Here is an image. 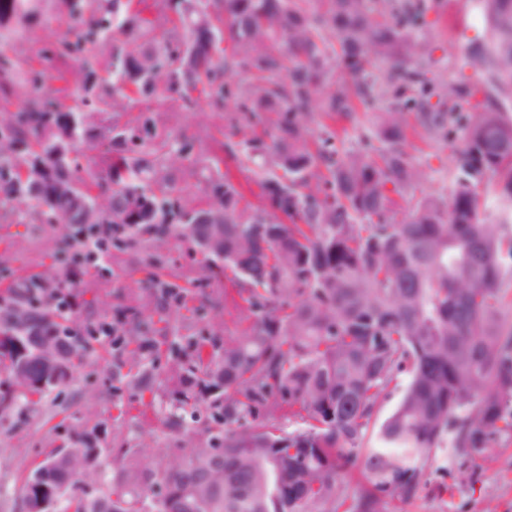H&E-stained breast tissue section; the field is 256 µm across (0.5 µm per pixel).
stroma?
<instances>
[{
  "label": "stroma",
  "instance_id": "35a3bbf8",
  "mask_svg": "<svg viewBox=\"0 0 512 512\" xmlns=\"http://www.w3.org/2000/svg\"><path fill=\"white\" fill-rule=\"evenodd\" d=\"M422 2L427 7L426 18L416 33L429 44L432 78L471 83L473 71L459 70L458 61L470 38L480 35L484 26L477 0ZM451 4L468 14V37L457 39L451 34L447 23ZM389 104L386 98L357 104L352 119L338 127V146L355 150L372 144L377 116ZM145 111L152 113L159 131L192 144L191 160L176 158L168 173L183 187L184 205L194 206L205 195L210 174L207 156L218 151L230 133L224 113L204 100L182 111L161 93L140 100L127 112L86 113L88 136L81 151L88 177L104 178L108 157L119 149L112 140V126L132 123ZM460 142L457 133L446 138L428 137L419 128L411 133L404 149L422 172L423 191L450 199L457 177L453 155ZM75 234L71 224L30 223L27 202L16 201L10 218L0 221V286L53 267L57 242ZM155 273L179 287L178 297L159 294L151 300L153 316L174 320L158 359H165L170 345L186 344L192 337L224 338V283L203 271L202 257L186 225H171L162 238L144 236L130 246H112L104 264L92 259L83 262L74 280L76 305L68 325L77 334L92 336L95 351L66 386L32 406L23 418L0 419V512H23L21 488L25 478L72 429L94 431L102 450L101 464L108 473L116 466L118 441L143 454L174 460L181 454L185 434L206 438L204 428L192 423L175 430L158 420H145L136 388L129 386L118 392L112 388V361L118 346L104 330L116 320L126 325L135 321L136 311L127 292ZM146 427L152 430L148 439L141 436ZM465 464L475 471V483H456L458 470ZM401 510L512 512V438L499 437L490 455L471 463L447 451L433 453L427 484L403 503Z\"/></svg>",
  "mask_w": 512,
  "mask_h": 512
}]
</instances>
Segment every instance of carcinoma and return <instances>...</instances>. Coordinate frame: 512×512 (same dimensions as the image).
Instances as JSON below:
<instances>
[{"label":"carcinoma","instance_id":"obj_1","mask_svg":"<svg viewBox=\"0 0 512 512\" xmlns=\"http://www.w3.org/2000/svg\"><path fill=\"white\" fill-rule=\"evenodd\" d=\"M319 2L312 15L303 0H0V42L12 20L48 33L41 45L0 53V98L18 100L0 129V217L19 197L40 218L59 210L50 182L61 178L89 197L98 190L106 223L132 238L176 223L197 241L208 227L193 216L222 209L224 265L211 273L228 280L224 312L247 324L220 345L201 336L172 348L160 371L150 360L160 329L140 313L124 330L112 379L123 385L124 367L141 369L133 381L154 416L175 425L204 409L215 432L186 438L175 463L120 448L110 481L84 444L94 432H76L61 444L64 465L47 468L54 450L26 477L23 503L41 498L44 512H338L341 475L357 469L365 484L349 512H387L427 484L434 451L475 459L512 435V323L501 317L512 286L503 273L512 258V114L481 101L455 112L458 98L480 89L428 77L429 47L410 34L408 0ZM481 10L484 31L463 66L512 88V0H481ZM101 47L112 48L110 92L100 88ZM375 59L390 62L383 79L371 75ZM37 61L59 64L61 82L75 77L76 105L87 112H126L161 88L183 109L195 103L191 90L219 111L231 104V135L242 123L249 133L224 144L227 153L240 148L282 174L257 181L252 205L215 155L208 193L186 209L182 188L157 176L173 158L171 136L140 117L115 132L129 153L92 186L76 150L63 164L54 155L65 134L72 146L85 140V124H70L75 105L25 94ZM240 70L254 82H235ZM380 94L395 105L380 113L376 155L339 151L330 129L310 147L308 115L347 120L356 101ZM433 96L448 108L429 111ZM409 112L430 137L461 132L460 177L450 201L424 196L401 214L398 199L421 181L404 150ZM265 124L275 130L269 144L256 132ZM38 164L47 184L35 191ZM488 175L493 219L480 212ZM63 288L39 273L0 291V418L22 416L93 352L89 338L68 333ZM44 337L58 343L65 369L53 381L38 349ZM403 373L398 406L375 425L381 396ZM279 419L301 427L285 431Z\"/></svg>","mask_w":512,"mask_h":512}]
</instances>
